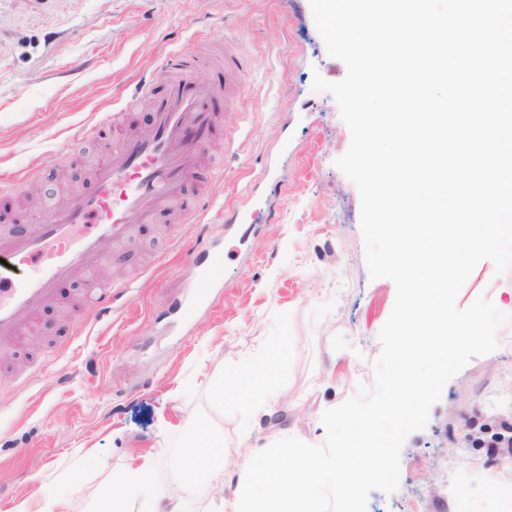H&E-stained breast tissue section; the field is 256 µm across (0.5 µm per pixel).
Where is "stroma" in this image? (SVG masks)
I'll use <instances>...</instances> for the list:
<instances>
[{
	"label": "stroma",
	"instance_id": "35a3bbf8",
	"mask_svg": "<svg viewBox=\"0 0 512 512\" xmlns=\"http://www.w3.org/2000/svg\"><path fill=\"white\" fill-rule=\"evenodd\" d=\"M229 52L248 74L232 100L214 97L206 143L224 175L200 226L224 251L221 286L190 314L171 310L195 268L160 256L174 224L167 211L124 245H104L124 261L100 267L101 281L138 274L109 315L81 307V282L58 284L36 341L11 348L0 367V512L21 500L38 512L48 498L55 512H92L114 473L144 456L168 502L205 512L243 477L241 437L323 445V412L373 383L396 287L368 274L359 192L335 165L351 133L334 98L312 89L314 75L337 82L347 68L328 55L309 0H0V181H23L0 189V228L19 215L36 223L61 186L88 181L111 142L79 150L78 131L119 109L141 79L156 80L170 56L199 57L190 77L207 85L223 78ZM284 140L273 207L251 203L258 231L226 228L225 213L246 202L241 187ZM511 294L512 272L496 274L485 260L456 305ZM502 332L496 351L445 385L426 427L403 445L398 490L371 492L367 512H455L460 493L468 512H500L497 489L512 491V451L500 441L512 425V324ZM264 363L277 404L242 415L223 396L228 368ZM190 417L223 439V489L170 478Z\"/></svg>",
	"mask_w": 512,
	"mask_h": 512
}]
</instances>
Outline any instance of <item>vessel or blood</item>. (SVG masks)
Returning a JSON list of instances; mask_svg holds the SVG:
<instances>
[{"label":"vessel or blood","instance_id":"b4317fda","mask_svg":"<svg viewBox=\"0 0 512 512\" xmlns=\"http://www.w3.org/2000/svg\"><path fill=\"white\" fill-rule=\"evenodd\" d=\"M190 66L184 56L172 59L162 96H153L147 81L125 96V108L151 98L149 127L130 129L122 112L100 114L97 124L111 127L113 146L96 159L88 188L50 207L46 220L32 225L25 236L0 229V346L22 339L40 307L54 300L59 280L84 281L89 301L98 304L124 297L127 285L104 287L98 281L102 241L122 242L136 224L152 223L157 210H175L186 184L196 186L198 198L209 197L217 168L204 157L200 143L215 125L214 90L192 82L186 75ZM169 249L197 258V279L180 304L182 312H193L211 295L222 253L217 248L195 251L183 231L170 238Z\"/></svg>","mask_w":512,"mask_h":512}]
</instances>
